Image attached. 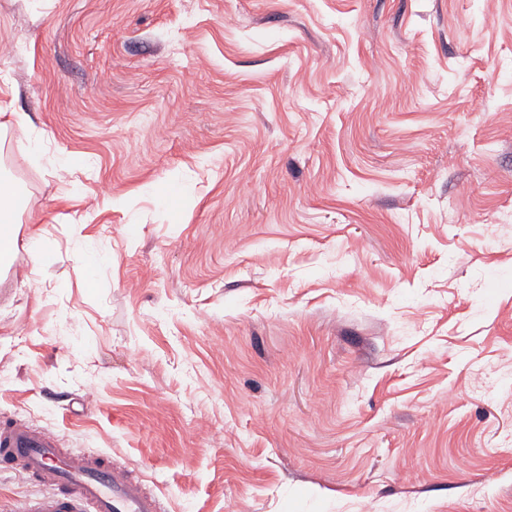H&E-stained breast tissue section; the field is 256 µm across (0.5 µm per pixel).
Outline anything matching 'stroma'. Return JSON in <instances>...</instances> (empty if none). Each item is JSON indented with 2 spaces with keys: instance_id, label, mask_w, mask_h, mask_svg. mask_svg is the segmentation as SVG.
I'll return each mask as SVG.
<instances>
[{
  "instance_id": "stroma-1",
  "label": "stroma",
  "mask_w": 512,
  "mask_h": 512,
  "mask_svg": "<svg viewBox=\"0 0 512 512\" xmlns=\"http://www.w3.org/2000/svg\"><path fill=\"white\" fill-rule=\"evenodd\" d=\"M3 44L52 253L0 422L164 512H512V0H0Z\"/></svg>"
}]
</instances>
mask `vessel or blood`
I'll return each mask as SVG.
<instances>
[{
    "instance_id": "b4317fda",
    "label": "vessel or blood",
    "mask_w": 512,
    "mask_h": 512,
    "mask_svg": "<svg viewBox=\"0 0 512 512\" xmlns=\"http://www.w3.org/2000/svg\"><path fill=\"white\" fill-rule=\"evenodd\" d=\"M14 467L53 489L27 512H163L129 466L106 453L69 451L57 434L23 419L0 423V469Z\"/></svg>"
}]
</instances>
